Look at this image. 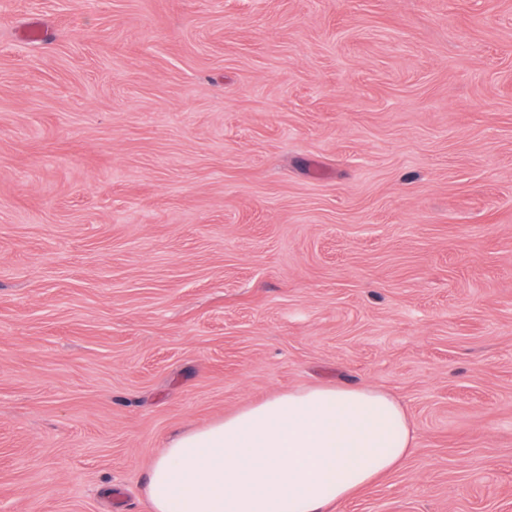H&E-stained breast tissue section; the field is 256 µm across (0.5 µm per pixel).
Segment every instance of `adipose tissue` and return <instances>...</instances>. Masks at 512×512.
I'll return each instance as SVG.
<instances>
[{"mask_svg": "<svg viewBox=\"0 0 512 512\" xmlns=\"http://www.w3.org/2000/svg\"><path fill=\"white\" fill-rule=\"evenodd\" d=\"M415 441L387 392L298 388L171 437L143 496L149 512H326L398 468Z\"/></svg>", "mask_w": 512, "mask_h": 512, "instance_id": "adipose-tissue-1", "label": "adipose tissue"}]
</instances>
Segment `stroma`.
<instances>
[{
    "label": "stroma",
    "mask_w": 512,
    "mask_h": 512,
    "mask_svg": "<svg viewBox=\"0 0 512 512\" xmlns=\"http://www.w3.org/2000/svg\"><path fill=\"white\" fill-rule=\"evenodd\" d=\"M326 383L417 430L328 512H512V0H0V512Z\"/></svg>",
    "instance_id": "stroma-1"
}]
</instances>
